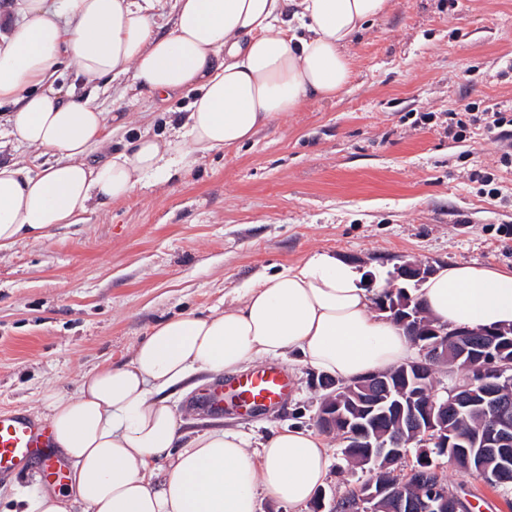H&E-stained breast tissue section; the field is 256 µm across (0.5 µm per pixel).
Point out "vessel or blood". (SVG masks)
Listing matches in <instances>:
<instances>
[{
	"instance_id": "1",
	"label": "vessel or blood",
	"mask_w": 512,
	"mask_h": 512,
	"mask_svg": "<svg viewBox=\"0 0 512 512\" xmlns=\"http://www.w3.org/2000/svg\"><path fill=\"white\" fill-rule=\"evenodd\" d=\"M290 381L278 366L265 365L231 380L228 391H217L206 403L214 409L231 402L248 410H272L288 397ZM42 461L35 474L38 484L49 485L64 480L67 461L53 453V435L49 425L18 413L0 414V476H13L28 468L32 461Z\"/></svg>"
}]
</instances>
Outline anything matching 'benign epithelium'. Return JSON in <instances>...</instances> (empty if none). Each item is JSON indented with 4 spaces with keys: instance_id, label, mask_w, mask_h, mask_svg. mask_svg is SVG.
<instances>
[{
    "instance_id": "benign-epithelium-1",
    "label": "benign epithelium",
    "mask_w": 512,
    "mask_h": 512,
    "mask_svg": "<svg viewBox=\"0 0 512 512\" xmlns=\"http://www.w3.org/2000/svg\"><path fill=\"white\" fill-rule=\"evenodd\" d=\"M431 272L413 260H405L396 267L397 280H417ZM375 307L382 313L395 315L402 325L420 330L419 314L412 308V298L393 302L378 294ZM424 335L430 340L418 348V357L402 365V378H393L389 372H371L350 381L332 380L315 376V387L325 391L324 400L316 418V425L324 433L353 441L366 449L361 464L375 471L383 459L401 455L402 442L387 438L381 430L384 421H397V426L408 427L412 441L419 448L435 446L454 448L458 439L448 428L449 415L461 412H478L491 422V436L483 443L485 448H499L512 443V396L504 397L497 390L494 376L512 365L502 360L497 366L486 369L484 363L500 357V348L494 337L478 342L468 330H454L453 357H448V336L436 327L429 326ZM464 362L479 372V387L483 399H474L471 387L451 388L440 392L435 385L434 370L450 362ZM432 472L422 474L408 470L403 480L394 481L378 474L355 491L359 512H370L365 505L388 503L396 512H446L448 483L429 479ZM423 483L425 488L415 497L407 495L410 478Z\"/></svg>"
}]
</instances>
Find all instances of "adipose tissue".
Listing matches in <instances>:
<instances>
[{
    "mask_svg": "<svg viewBox=\"0 0 512 512\" xmlns=\"http://www.w3.org/2000/svg\"><path fill=\"white\" fill-rule=\"evenodd\" d=\"M159 0H16L0 13V106L8 134L56 154L31 174L0 163V252L50 239L93 206L131 196L150 175L193 166L204 153L239 149L311 99L351 78L348 48L390 0H175L157 33ZM87 81L127 77L134 100L185 99L168 135L140 132L108 145L123 113L57 84L64 59ZM103 161L88 163L92 149ZM440 327L512 325V269L449 264L416 290ZM373 292L351 265L326 253L240 289L222 312L160 321L128 363L87 376L77 396L49 392L43 417L56 451L72 461L67 485L44 489L24 512H257L261 498L303 512L329 474L332 450L312 429L285 427L258 446L234 430L188 435L165 395L192 375L236 373L288 353L349 382L407 362L415 346L371 313Z\"/></svg>",
    "mask_w": 512,
    "mask_h": 512,
    "instance_id": "ef3b65f1",
    "label": "adipose tissue"
}]
</instances>
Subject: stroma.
Returning a JSON list of instances; mask_svg holds the SVG:
<instances>
[{
    "label": "stroma",
    "instance_id": "35a3bbf8",
    "mask_svg": "<svg viewBox=\"0 0 512 512\" xmlns=\"http://www.w3.org/2000/svg\"><path fill=\"white\" fill-rule=\"evenodd\" d=\"M353 75L260 130L240 150L147 179L127 199L43 242L0 252V413L37 416L50 390L77 394L96 367L126 363L160 320L220 310L235 289L315 252L351 262L377 283L413 259L512 269V201L482 197L475 171L512 169L477 136L448 137V113L469 103L512 110V0H391L349 48ZM64 65L75 96L121 107L128 126L166 133L162 108L122 97V81L85 84ZM431 120H424V113ZM293 386L278 410L203 407L224 377L202 373L167 392L184 431L224 428L261 438L283 426L315 428L323 393L295 356L277 358ZM325 505L358 485L336 435ZM475 512H512L477 475L444 468Z\"/></svg>",
    "mask_w": 512,
    "mask_h": 512
}]
</instances>
